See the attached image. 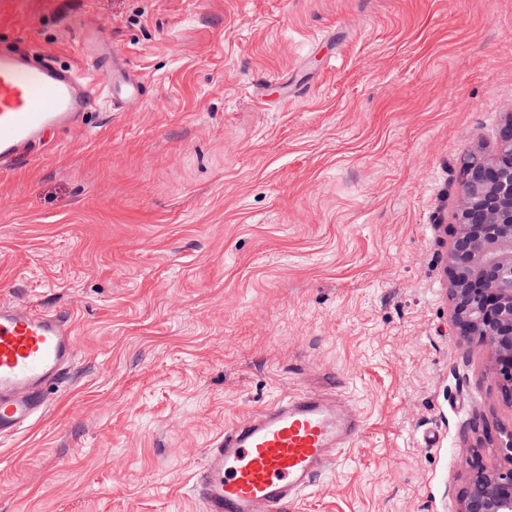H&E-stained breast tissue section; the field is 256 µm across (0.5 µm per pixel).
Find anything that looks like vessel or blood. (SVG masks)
Returning a JSON list of instances; mask_svg holds the SVG:
<instances>
[{
    "mask_svg": "<svg viewBox=\"0 0 512 512\" xmlns=\"http://www.w3.org/2000/svg\"><path fill=\"white\" fill-rule=\"evenodd\" d=\"M87 67L57 63L43 47L0 40V164L36 156L46 134L104 103L127 111L145 97L128 59L109 44L86 53ZM107 81H100V71ZM77 353L67 314L29 303L0 304V439L35 424L46 388ZM358 411L334 378L225 426L194 475L202 512H283L359 438Z\"/></svg>",
    "mask_w": 512,
    "mask_h": 512,
    "instance_id": "b4317fda",
    "label": "vessel or blood"
}]
</instances>
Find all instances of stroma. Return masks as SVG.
Listing matches in <instances>:
<instances>
[{"instance_id":"1","label":"stroma","mask_w":512,"mask_h":512,"mask_svg":"<svg viewBox=\"0 0 512 512\" xmlns=\"http://www.w3.org/2000/svg\"><path fill=\"white\" fill-rule=\"evenodd\" d=\"M93 27L147 96L0 166V300L78 343L0 441V512H201L204 448L323 372L363 431L289 512H456L474 417L512 428L447 273L460 158L512 120V0L0 6L76 69Z\"/></svg>"}]
</instances>
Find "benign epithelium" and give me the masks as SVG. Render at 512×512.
Listing matches in <instances>:
<instances>
[{"instance_id": "obj_1", "label": "benign epithelium", "mask_w": 512, "mask_h": 512, "mask_svg": "<svg viewBox=\"0 0 512 512\" xmlns=\"http://www.w3.org/2000/svg\"><path fill=\"white\" fill-rule=\"evenodd\" d=\"M448 277L454 326L488 349L490 370L512 404V123L494 158L469 151L461 159ZM473 430L457 512H512V430L481 435L476 421ZM487 444L501 456H483Z\"/></svg>"}]
</instances>
